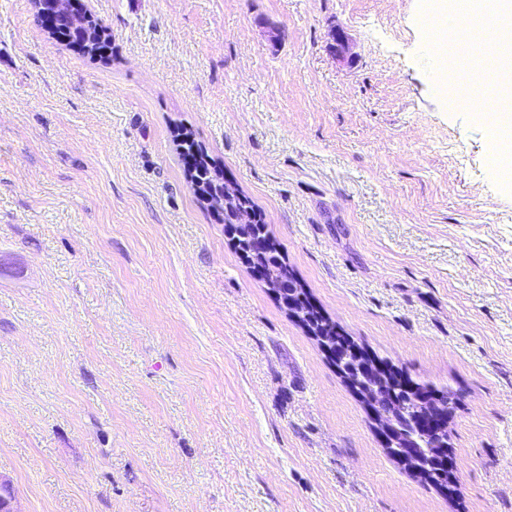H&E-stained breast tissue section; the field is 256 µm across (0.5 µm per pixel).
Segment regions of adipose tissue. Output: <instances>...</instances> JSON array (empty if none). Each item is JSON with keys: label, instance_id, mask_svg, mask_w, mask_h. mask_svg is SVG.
I'll use <instances>...</instances> for the list:
<instances>
[{"label": "adipose tissue", "instance_id": "ef3b65f1", "mask_svg": "<svg viewBox=\"0 0 512 512\" xmlns=\"http://www.w3.org/2000/svg\"><path fill=\"white\" fill-rule=\"evenodd\" d=\"M432 16L449 37L436 46L444 61L448 86H464L470 105L493 116L490 161L498 168L512 166V116L505 114L512 104V73L499 70L496 80L482 78V56L460 37L471 22L485 23L484 40L494 53L512 46V0H434Z\"/></svg>", "mask_w": 512, "mask_h": 512}]
</instances>
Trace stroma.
Returning <instances> with one entry per match:
<instances>
[{"mask_svg": "<svg viewBox=\"0 0 512 512\" xmlns=\"http://www.w3.org/2000/svg\"><path fill=\"white\" fill-rule=\"evenodd\" d=\"M99 59L0 0V478L14 512H512V183L430 0H83ZM337 326L456 390L457 494L196 194L177 131ZM81 15H82V18H83V21H84L85 30L86 29H93V30H95L97 28H100V29L103 30V36L96 43L95 47L91 51H87V50H85V48L83 46L84 39L79 40L78 39L79 36H78L77 33H71V32H65L64 31L65 33H63V34H65V36L67 37V39H68L67 42L69 44L72 43L73 46L79 47V48L87 51L88 53L95 54L96 52L99 51L100 46L105 42V40L109 39V36L106 34L107 27L102 24L101 20H99L94 15H92L90 13H87L86 11H82L81 10Z\"/></svg>", "mask_w": 512, "mask_h": 512, "instance_id": "1", "label": "stroma"}]
</instances>
